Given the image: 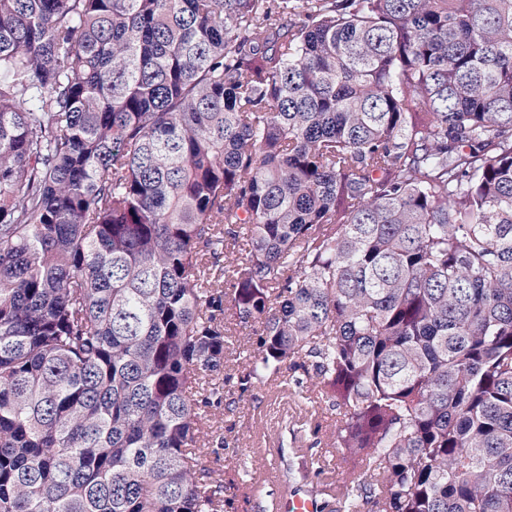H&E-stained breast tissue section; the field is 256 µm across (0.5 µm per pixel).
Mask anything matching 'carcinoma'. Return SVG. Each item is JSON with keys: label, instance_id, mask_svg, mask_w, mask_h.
I'll use <instances>...</instances> for the list:
<instances>
[{"label": "carcinoma", "instance_id": "carcinoma-1", "mask_svg": "<svg viewBox=\"0 0 512 512\" xmlns=\"http://www.w3.org/2000/svg\"><path fill=\"white\" fill-rule=\"evenodd\" d=\"M230 317L332 512H512V0H0V512H224Z\"/></svg>", "mask_w": 512, "mask_h": 512}]
</instances>
